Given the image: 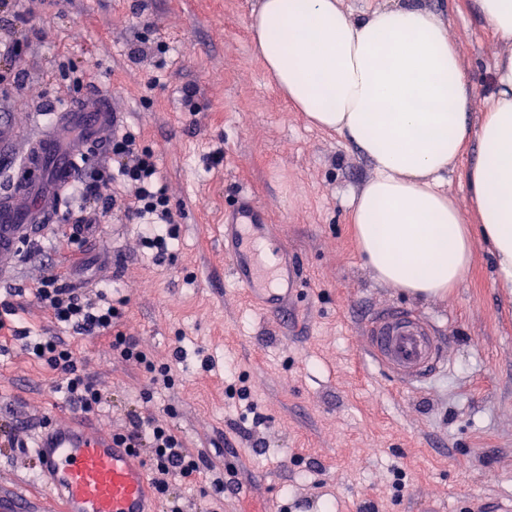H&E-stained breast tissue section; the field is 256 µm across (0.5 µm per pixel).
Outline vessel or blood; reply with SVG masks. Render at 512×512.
<instances>
[{
  "instance_id": "1",
  "label": "vessel or blood",
  "mask_w": 512,
  "mask_h": 512,
  "mask_svg": "<svg viewBox=\"0 0 512 512\" xmlns=\"http://www.w3.org/2000/svg\"><path fill=\"white\" fill-rule=\"evenodd\" d=\"M120 116L111 99L95 95L53 113L21 149L10 186L0 192V281L16 268L21 246L61 216V195L77 167L111 138ZM268 213L241 195L224 213L229 274L264 310L282 311L299 286L297 262L268 236ZM372 361L392 377L417 383L442 366V336L411 310L386 307L364 330ZM37 470L59 512H154L143 460L116 447L109 434L64 417L34 444Z\"/></svg>"
}]
</instances>
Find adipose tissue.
<instances>
[{
	"instance_id": "1",
	"label": "adipose tissue",
	"mask_w": 512,
	"mask_h": 512,
	"mask_svg": "<svg viewBox=\"0 0 512 512\" xmlns=\"http://www.w3.org/2000/svg\"><path fill=\"white\" fill-rule=\"evenodd\" d=\"M341 2L260 0L251 27L267 74L294 109L372 167L349 201L367 264L383 283L441 297L463 279L478 233L496 288L512 297V54L496 63L474 125L468 73L439 16L388 0L356 17ZM459 169L475 231L444 187Z\"/></svg>"
}]
</instances>
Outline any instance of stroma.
I'll use <instances>...</instances> for the list:
<instances>
[{"label": "stroma", "instance_id": "35a3bbf8", "mask_svg": "<svg viewBox=\"0 0 512 512\" xmlns=\"http://www.w3.org/2000/svg\"><path fill=\"white\" fill-rule=\"evenodd\" d=\"M440 15L470 75L471 122L508 49L470 0H416ZM259 0H46L0 8V121L20 135L51 111L103 92L120 131L153 154L174 215L167 254L143 246L140 221L109 181L101 199L64 197L68 221L26 245L0 284L9 325L63 337L104 402L70 407L60 379L0 334V489L44 494L35 438L57 413L104 430L130 415L169 425L189 448L236 469L223 512H512V299L494 286L475 240L448 296L424 299L378 281L360 254L349 200L372 175L342 137L316 129L265 73L251 17ZM194 110H187L186 101ZM244 193L269 214L300 266L287 309L260 310L224 258V211ZM120 203L104 209L107 197ZM88 227L71 241L73 226ZM123 300V329L174 383L113 355L108 336L54 323L34 290L48 272ZM399 306L434 319L447 366L413 386L367 356L364 323Z\"/></svg>", "mask_w": 512, "mask_h": 512}]
</instances>
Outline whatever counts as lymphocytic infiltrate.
Segmentation results:
<instances>
[{
	"mask_svg": "<svg viewBox=\"0 0 512 512\" xmlns=\"http://www.w3.org/2000/svg\"><path fill=\"white\" fill-rule=\"evenodd\" d=\"M111 154L119 159L121 173L134 185L135 213L144 221L142 240L145 246L165 253L173 237L172 215L152 155L138 151L134 138L128 135L113 140ZM35 295L52 318L70 325L76 334H110L113 352L130 366L146 370L153 385H173L170 366L155 365L138 339L118 330L122 312L119 307L106 304L104 291L89 295L65 288L59 285L56 275L50 274L41 280ZM25 347L60 376L70 404L86 412L101 405L103 394L96 380L79 368L73 351L60 337L30 336ZM112 437L119 447L147 458L152 471V488L156 497L167 503V512H184L176 482L201 471L210 472L214 496L236 489L235 480L225 477L216 464L187 448L173 429L153 418L133 416L127 426L113 432Z\"/></svg>",
	"mask_w": 512,
	"mask_h": 512,
	"instance_id": "obj_1",
	"label": "lymphocytic infiltrate"
}]
</instances>
